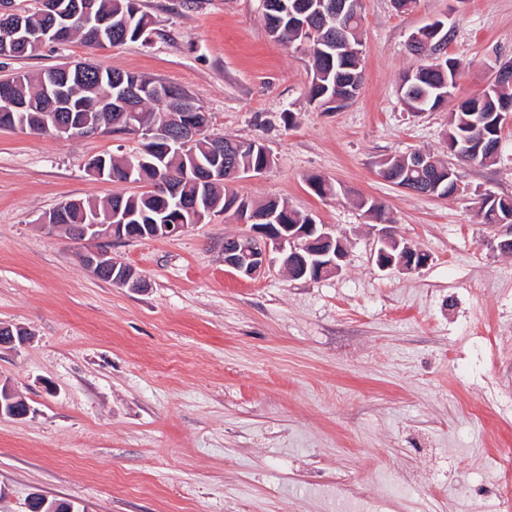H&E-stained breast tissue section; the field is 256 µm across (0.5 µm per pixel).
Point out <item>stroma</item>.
<instances>
[{
  "label": "stroma",
  "instance_id": "stroma-1",
  "mask_svg": "<svg viewBox=\"0 0 512 512\" xmlns=\"http://www.w3.org/2000/svg\"><path fill=\"white\" fill-rule=\"evenodd\" d=\"M141 39L44 44L0 58V78L86 61L181 86L214 136L258 139L273 164L234 184L349 239L336 276L254 280L224 264L241 226L223 213L170 238L111 240L144 281L93 275V249L40 220L60 204L141 192L94 177L138 136L58 137L0 128V386L30 405L0 417V512L32 495L75 512H512V254L479 223L482 194L512 196V127L491 165L459 164L464 193L434 198L381 180L410 151L448 157V115L512 57V0H362V84L338 107L311 101L306 52L274 41L263 0H139ZM441 21L465 68L448 101L414 112L408 41ZM332 181L321 198L308 179ZM430 254L398 274L372 259L359 198Z\"/></svg>",
  "mask_w": 512,
  "mask_h": 512
}]
</instances>
